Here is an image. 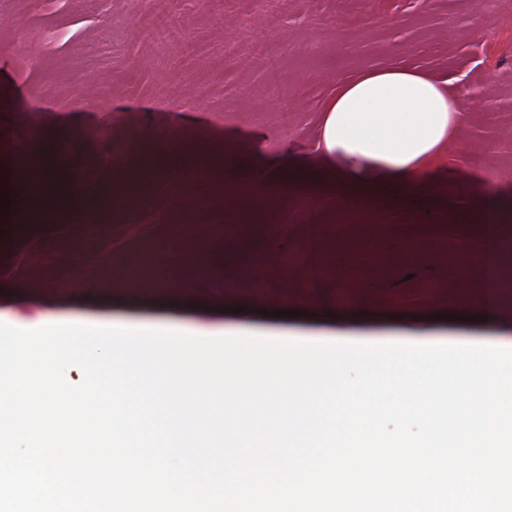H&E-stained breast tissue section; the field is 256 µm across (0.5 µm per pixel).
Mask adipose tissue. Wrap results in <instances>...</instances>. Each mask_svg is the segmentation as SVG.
Returning a JSON list of instances; mask_svg holds the SVG:
<instances>
[{"mask_svg":"<svg viewBox=\"0 0 512 512\" xmlns=\"http://www.w3.org/2000/svg\"><path fill=\"white\" fill-rule=\"evenodd\" d=\"M463 101L416 69L379 68L337 85L323 110L316 158L299 180L331 178L346 203L411 197L454 138Z\"/></svg>","mask_w":512,"mask_h":512,"instance_id":"obj_1","label":"adipose tissue"}]
</instances>
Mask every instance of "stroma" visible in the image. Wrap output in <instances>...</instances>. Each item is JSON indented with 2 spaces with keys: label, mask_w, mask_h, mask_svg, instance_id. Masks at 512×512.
Segmentation results:
<instances>
[{
  "label": "stroma",
  "mask_w": 512,
  "mask_h": 512,
  "mask_svg": "<svg viewBox=\"0 0 512 512\" xmlns=\"http://www.w3.org/2000/svg\"><path fill=\"white\" fill-rule=\"evenodd\" d=\"M156 15L182 32L163 57L141 35ZM388 67L448 80L467 105L416 199L355 213L330 185L284 183L281 167L311 162L337 84ZM24 138L56 145L51 180L66 193L51 210L0 213L6 324L162 320L177 301L181 322L215 337L512 339V0H0V194ZM158 145L172 162L129 190L142 149ZM487 169L501 178L483 182ZM490 208L493 327L470 294ZM148 254L192 280L189 295L155 280Z\"/></svg>",
  "instance_id": "1"
}]
</instances>
